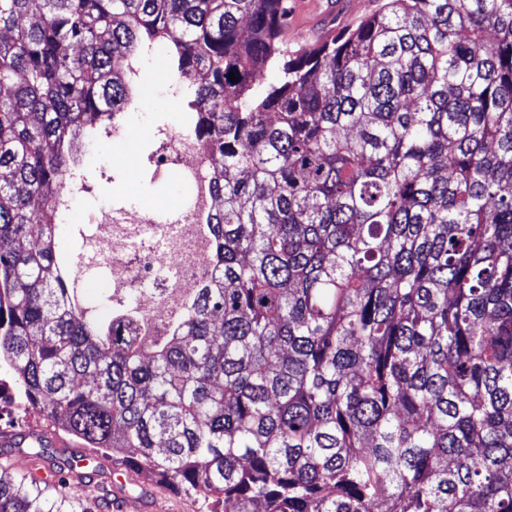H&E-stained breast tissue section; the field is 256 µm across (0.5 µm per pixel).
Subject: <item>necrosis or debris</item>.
Here are the masks:
<instances>
[{"mask_svg": "<svg viewBox=\"0 0 512 512\" xmlns=\"http://www.w3.org/2000/svg\"><path fill=\"white\" fill-rule=\"evenodd\" d=\"M152 161L159 175L175 176L191 189L170 223H157L150 209L133 222L101 212L91 218L86 245L107 265L113 295L135 292L141 310L162 322L204 285L211 269V243L202 226L213 208L212 162L192 135L176 129L161 131ZM133 251L140 255L135 263L129 259Z\"/></svg>", "mask_w": 512, "mask_h": 512, "instance_id": "4bbe7bcc", "label": "necrosis or debris"}]
</instances>
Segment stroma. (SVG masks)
<instances>
[{
    "instance_id": "35a3bbf8",
    "label": "stroma",
    "mask_w": 512,
    "mask_h": 512,
    "mask_svg": "<svg viewBox=\"0 0 512 512\" xmlns=\"http://www.w3.org/2000/svg\"><path fill=\"white\" fill-rule=\"evenodd\" d=\"M169 92V82L149 81L130 110V138L102 139L97 153L86 156L84 165L91 191L76 209L72 223L59 225L60 249L69 254L78 252L83 243V222L89 213L115 209L130 218L151 206L165 215L187 196V187L174 178L157 177L151 162L158 130L181 126L185 119L181 108L170 106ZM130 146L135 153L134 165L129 168L122 155ZM14 403V389L7 385L0 387V431L32 434L55 430V423L40 410L29 407L21 412L15 409ZM130 488L154 500L156 512H202V503L194 492L173 491L145 475H136Z\"/></svg>"
}]
</instances>
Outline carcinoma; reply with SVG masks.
<instances>
[{
	"instance_id": "1",
	"label": "carcinoma",
	"mask_w": 512,
	"mask_h": 512,
	"mask_svg": "<svg viewBox=\"0 0 512 512\" xmlns=\"http://www.w3.org/2000/svg\"><path fill=\"white\" fill-rule=\"evenodd\" d=\"M33 2L0 0V383L208 512H512V0L296 51L288 0ZM145 57L215 174L210 279L162 324L55 244ZM27 455L0 512L112 501L94 457Z\"/></svg>"
}]
</instances>
